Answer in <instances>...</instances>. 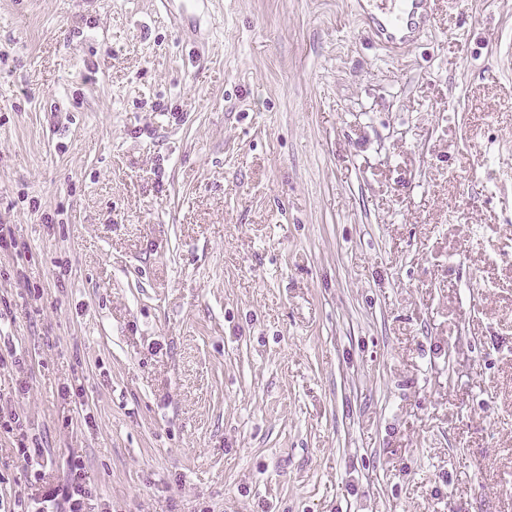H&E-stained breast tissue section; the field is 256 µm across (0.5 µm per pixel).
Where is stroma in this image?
I'll return each instance as SVG.
<instances>
[{
    "mask_svg": "<svg viewBox=\"0 0 512 512\" xmlns=\"http://www.w3.org/2000/svg\"><path fill=\"white\" fill-rule=\"evenodd\" d=\"M359 11L0 0V409L39 488L512 512V0H433L394 54ZM29 472L0 433V496Z\"/></svg>",
    "mask_w": 512,
    "mask_h": 512,
    "instance_id": "stroma-1",
    "label": "stroma"
}]
</instances>
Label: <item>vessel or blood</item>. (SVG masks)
Listing matches in <instances>:
<instances>
[{
    "mask_svg": "<svg viewBox=\"0 0 512 512\" xmlns=\"http://www.w3.org/2000/svg\"><path fill=\"white\" fill-rule=\"evenodd\" d=\"M381 15H369L370 34L384 48L394 49L413 40L428 22L429 0H390Z\"/></svg>",
    "mask_w": 512,
    "mask_h": 512,
    "instance_id": "obj_1",
    "label": "vessel or blood"
}]
</instances>
